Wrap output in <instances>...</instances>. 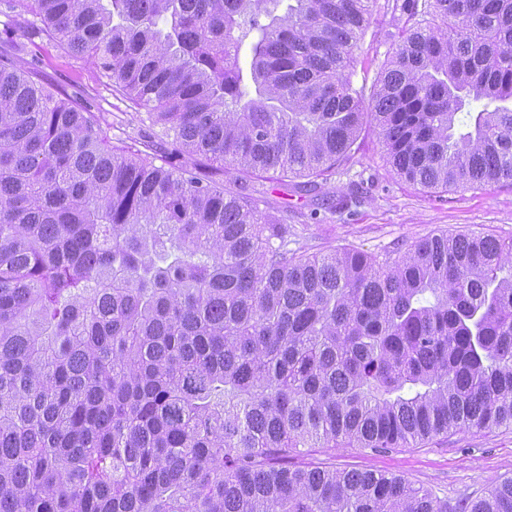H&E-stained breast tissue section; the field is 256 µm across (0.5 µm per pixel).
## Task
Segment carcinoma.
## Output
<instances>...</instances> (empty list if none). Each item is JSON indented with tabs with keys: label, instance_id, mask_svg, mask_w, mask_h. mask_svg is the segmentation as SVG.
Masks as SVG:
<instances>
[{
	"label": "carcinoma",
	"instance_id": "cac0c4a2",
	"mask_svg": "<svg viewBox=\"0 0 512 512\" xmlns=\"http://www.w3.org/2000/svg\"><path fill=\"white\" fill-rule=\"evenodd\" d=\"M376 2L19 0L173 150L112 144L0 50V512H448L288 458L512 426V240L309 255L260 209L368 115L414 185L512 182V0H393L360 84ZM469 512H512V478ZM392 1L387 7L385 0H379L377 7L374 9L370 26L361 43V56L360 60L363 61L364 71L361 70V65L358 66L359 82H362V77L367 78V84H372L378 76L387 58L391 56L396 48V38L392 35L397 34L406 22V16L401 14L400 11H393L391 9Z\"/></svg>",
	"mask_w": 512,
	"mask_h": 512
}]
</instances>
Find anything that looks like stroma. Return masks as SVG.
<instances>
[{
  "label": "stroma",
  "instance_id": "stroma-1",
  "mask_svg": "<svg viewBox=\"0 0 512 512\" xmlns=\"http://www.w3.org/2000/svg\"><path fill=\"white\" fill-rule=\"evenodd\" d=\"M405 15L378 0L362 42L360 59L367 80H375L396 48ZM14 46L21 65L37 63L45 86L61 96L87 101L113 144L141 140L143 113L115 92L87 59H76L39 36V23L22 6H0V44ZM357 151L335 177L306 190L265 183L270 205L288 217L307 254L355 248L381 259L398 257L413 242L440 232L512 238V183L483 189L428 190L401 178L389 164L372 125H364ZM347 201L344 211L333 210ZM289 467L321 466L369 471L404 479L429 490L460 512L463 502L486 495L496 482L512 478V427L451 431L406 448H307L290 457Z\"/></svg>",
  "mask_w": 512,
  "mask_h": 512
}]
</instances>
